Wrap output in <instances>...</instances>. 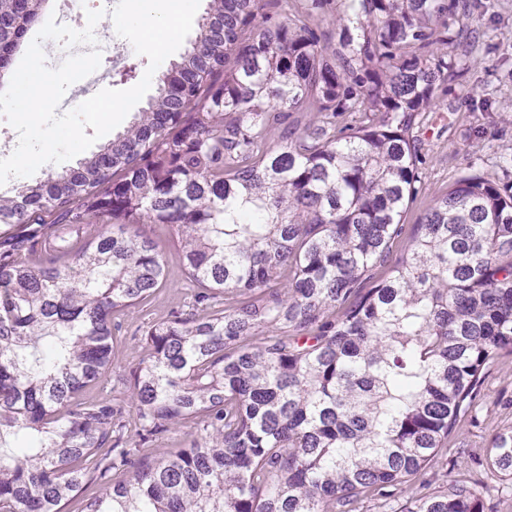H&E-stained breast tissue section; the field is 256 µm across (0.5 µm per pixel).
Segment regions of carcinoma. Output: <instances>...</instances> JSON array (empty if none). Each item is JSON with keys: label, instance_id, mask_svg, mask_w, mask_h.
Listing matches in <instances>:
<instances>
[{"label": "carcinoma", "instance_id": "1", "mask_svg": "<svg viewBox=\"0 0 512 512\" xmlns=\"http://www.w3.org/2000/svg\"><path fill=\"white\" fill-rule=\"evenodd\" d=\"M48 2L0 0V81ZM459 2L209 0L112 142L0 194V512H485L448 448L512 355V183L460 178L390 263ZM330 8L334 49L303 18ZM147 223L192 294L115 375L167 283ZM485 462L512 487V429Z\"/></svg>", "mask_w": 512, "mask_h": 512}]
</instances>
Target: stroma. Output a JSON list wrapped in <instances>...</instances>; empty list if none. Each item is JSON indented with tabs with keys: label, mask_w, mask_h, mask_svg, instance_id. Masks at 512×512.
<instances>
[{
	"label": "stroma",
	"mask_w": 512,
	"mask_h": 512,
	"mask_svg": "<svg viewBox=\"0 0 512 512\" xmlns=\"http://www.w3.org/2000/svg\"><path fill=\"white\" fill-rule=\"evenodd\" d=\"M479 42L459 38L448 53L461 70L441 85L435 104L416 113L411 134L418 148V190L403 217L413 227L435 198L447 192L462 176L477 174L497 183L512 182V169L503 167L512 156V0H468ZM147 57L125 45L120 58L101 63L98 80L89 85L78 81L67 97H91L100 89L124 90L138 84L147 67ZM189 284L175 271L159 301L151 308H134L121 316L122 324L115 361L122 369L134 366L140 355L137 336L150 322L183 309ZM512 428V355L492 365L480 393L476 424L464 425L453 444L462 453L457 464L471 480H489L480 463L496 432Z\"/></svg>",
	"instance_id": "obj_1"
}]
</instances>
